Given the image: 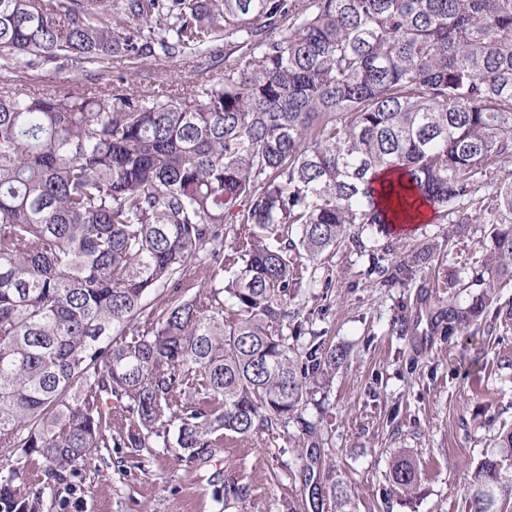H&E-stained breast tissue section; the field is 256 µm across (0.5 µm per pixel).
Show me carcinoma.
Instances as JSON below:
<instances>
[{
	"label": "carcinoma",
	"instance_id": "1",
	"mask_svg": "<svg viewBox=\"0 0 512 512\" xmlns=\"http://www.w3.org/2000/svg\"><path fill=\"white\" fill-rule=\"evenodd\" d=\"M157 53H222L224 77L106 99L0 92V448L17 450L0 512H40L14 485L30 465L55 492L112 446L199 459L291 418L320 447L303 410L345 355L291 345L288 301L345 244L380 287L414 283L437 245L368 251L356 227L413 224L420 200L458 233L489 199L509 215L464 266L482 293L427 315L443 336L497 330L512 174L487 170L512 155V0H0L8 66ZM190 265L198 290L155 308ZM510 459L512 424L482 449L464 512H512ZM389 475L416 486L404 451ZM326 503L356 512L333 466L302 508Z\"/></svg>",
	"mask_w": 512,
	"mask_h": 512
}]
</instances>
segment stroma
<instances>
[{"instance_id":"1","label":"stroma","mask_w":512,"mask_h":512,"mask_svg":"<svg viewBox=\"0 0 512 512\" xmlns=\"http://www.w3.org/2000/svg\"><path fill=\"white\" fill-rule=\"evenodd\" d=\"M196 78L192 59L183 56L121 57L97 79L85 68L60 75L0 68V91L23 85L51 96L90 87L150 94ZM473 219L464 235L433 216L390 240L401 257L425 243L447 245V258L417 273L428 287L425 303H418L416 289L378 287L365 273L366 258L342 248L326 261L331 288L301 284L288 304L303 322L299 347L318 338L346 353L305 415L313 419L325 409L321 459L347 479L356 512H458L482 449L501 424L512 423V370L497 364L512 353V278L503 279L493 301L500 310L495 335L434 334L424 342L388 326L401 312L424 318L444 281L462 275L465 259L480 257L497 214L477 211ZM296 434L293 423L282 422L248 440H223L195 461L168 448L112 447L94 467L79 470L70 489L44 495L41 512H291L307 492L302 470L309 461ZM402 448L419 475L409 497L389 481L391 458ZM228 482L244 488L243 503L225 502Z\"/></svg>"}]
</instances>
